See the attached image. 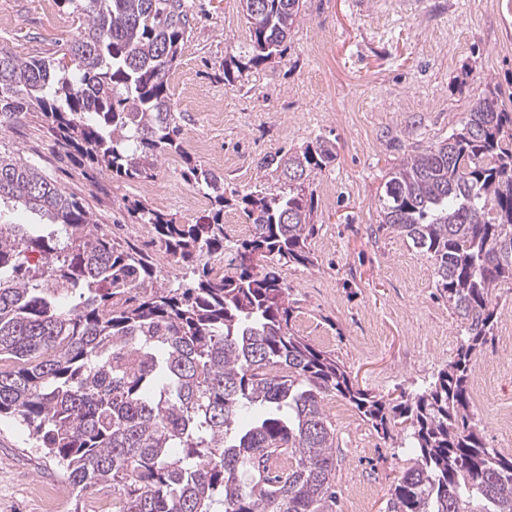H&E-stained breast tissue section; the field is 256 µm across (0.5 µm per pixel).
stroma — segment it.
<instances>
[{"label":"stroma","instance_id":"1","mask_svg":"<svg viewBox=\"0 0 512 512\" xmlns=\"http://www.w3.org/2000/svg\"><path fill=\"white\" fill-rule=\"evenodd\" d=\"M194 20L169 74L183 147L223 175L226 189H253L256 159L284 154L323 136L336 161L313 184L309 267L282 276L294 307L291 327L316 349L333 354L360 387L375 395L414 394L454 357L464 336L459 319L435 286L433 264L410 243L380 229L378 196L404 150L387 133H402L404 149L423 148L459 128L489 88L512 94V7L489 0H305L302 18L281 57L224 83L228 54L250 41L241 0H186ZM81 25L60 0H0V49L50 58L73 71L63 44ZM0 143L37 163L65 191L88 205L116 242L144 246L126 225L123 200L138 199L179 224L205 221L210 203L190 209L174 195L161 202L146 185L186 188L179 157L164 159L151 182L117 181L93 173L80 155L61 156L47 124L36 119L7 130ZM472 403L488 447L512 454V290L499 299L494 335L478 357ZM338 442L335 512H386L404 467L402 433L378 434L336 395L324 401ZM58 488L55 512H75L77 493L27 431L0 420V512H42L36 483Z\"/></svg>","mask_w":512,"mask_h":512}]
</instances>
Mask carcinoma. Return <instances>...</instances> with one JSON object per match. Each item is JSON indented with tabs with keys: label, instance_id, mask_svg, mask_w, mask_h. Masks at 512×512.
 <instances>
[{
	"label": "carcinoma",
	"instance_id": "obj_1",
	"mask_svg": "<svg viewBox=\"0 0 512 512\" xmlns=\"http://www.w3.org/2000/svg\"><path fill=\"white\" fill-rule=\"evenodd\" d=\"M250 44L224 59V81L281 54L303 0H242ZM85 26L64 48L75 72L0 49V131L38 113L57 144L127 180L178 155L184 180L205 190L211 215L178 224L142 203L131 210L155 243L190 270L171 288L134 245L93 230L82 201L38 166L0 150V202L44 212L33 235L0 223V418L26 428L69 484L107 487L116 512H333L336 394L379 433H407L412 464L387 512H512V456L486 446L469 382L512 284V108L496 91L463 126L409 151L379 195L381 224L433 260L435 286L460 318L453 360L421 392L385 398L356 386L336 357L292 332L285 265L311 266L314 223L305 182L336 161L318 136L264 155L275 177L226 196L224 177L192 158L168 79L191 29L185 0H62ZM248 236L228 245L224 208ZM40 255L41 277H28ZM224 256L215 276L207 257ZM63 295L78 297L60 306ZM254 416L239 425L241 415ZM288 457V473L270 461Z\"/></svg>",
	"mask_w": 512,
	"mask_h": 512
}]
</instances>
